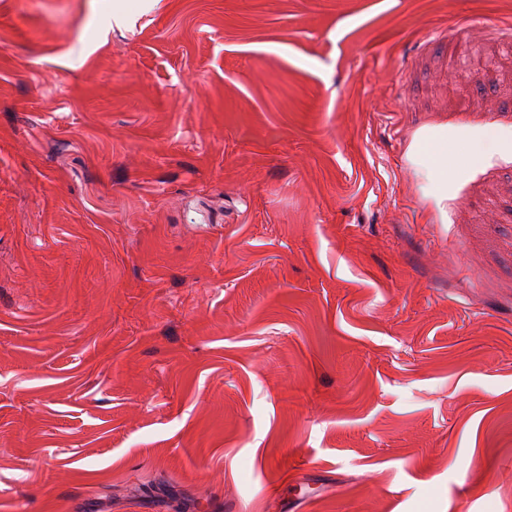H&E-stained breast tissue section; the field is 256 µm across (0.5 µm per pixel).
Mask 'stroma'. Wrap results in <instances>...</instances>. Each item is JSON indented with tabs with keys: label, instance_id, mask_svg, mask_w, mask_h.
<instances>
[{
	"label": "stroma",
	"instance_id": "35a3bbf8",
	"mask_svg": "<svg viewBox=\"0 0 512 512\" xmlns=\"http://www.w3.org/2000/svg\"><path fill=\"white\" fill-rule=\"evenodd\" d=\"M102 3L0 0V512H512V0ZM425 144L429 164L424 165L422 173L434 185L440 217L444 218V211L440 205L444 199L443 192L445 186L448 184L447 130L446 132L426 139Z\"/></svg>",
	"mask_w": 512,
	"mask_h": 512
}]
</instances>
